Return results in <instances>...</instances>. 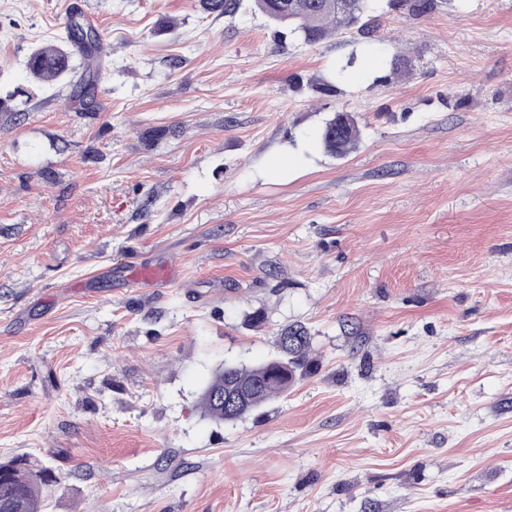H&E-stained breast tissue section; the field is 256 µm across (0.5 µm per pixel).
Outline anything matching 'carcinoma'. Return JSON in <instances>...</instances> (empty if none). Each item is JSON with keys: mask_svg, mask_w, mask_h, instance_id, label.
Masks as SVG:
<instances>
[{"mask_svg": "<svg viewBox=\"0 0 512 512\" xmlns=\"http://www.w3.org/2000/svg\"><path fill=\"white\" fill-rule=\"evenodd\" d=\"M242 2L205 0V6L210 13L233 18ZM388 5L392 9L406 7L423 14L433 8V0H389ZM254 7L279 26H295L309 45L356 25L366 37L373 36L375 31V27L361 23L364 14L372 8L371 0H254ZM66 42L78 48L81 56V74L72 85V97L82 101L85 110L90 111L94 109L101 78L100 52L104 35L73 15L66 26ZM72 58V51L58 44L42 46L28 56L26 70L42 82L63 81L76 70ZM319 140L327 152L344 156L360 141L358 123L350 113L338 111L322 128ZM281 335L279 358L253 367L225 365L214 373L201 395L202 404L214 421H234L260 409L288 392L297 377L308 372L311 337L307 330L294 325ZM232 384L253 388L248 406L235 410L224 407V389ZM50 482L49 469L34 463L27 455L0 460V512H40L43 494Z\"/></svg>", "mask_w": 512, "mask_h": 512, "instance_id": "cac0c4a2", "label": "carcinoma"}]
</instances>
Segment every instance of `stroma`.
Listing matches in <instances>:
<instances>
[{
  "label": "stroma",
  "mask_w": 512,
  "mask_h": 512,
  "mask_svg": "<svg viewBox=\"0 0 512 512\" xmlns=\"http://www.w3.org/2000/svg\"><path fill=\"white\" fill-rule=\"evenodd\" d=\"M75 7L94 112L25 70ZM0 94V457L54 470L42 512H512V0L315 45L252 7L0 0ZM292 324L315 372L211 420L215 370ZM80 16L70 17L64 42L69 43L73 48H78L81 56V74L72 85V98L82 101L84 110L90 111L94 109L95 93L101 78L103 66L100 52L104 44V35L98 28L84 25L80 21ZM319 140L327 152L345 156L355 149L360 141L358 123L350 113L338 111L322 128Z\"/></svg>",
  "instance_id": "1"
}]
</instances>
